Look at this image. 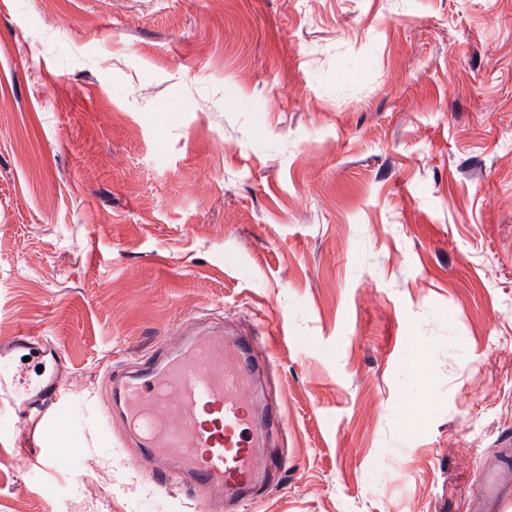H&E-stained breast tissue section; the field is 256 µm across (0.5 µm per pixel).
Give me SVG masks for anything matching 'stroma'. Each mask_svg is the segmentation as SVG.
Instances as JSON below:
<instances>
[{
    "label": "stroma",
    "mask_w": 512,
    "mask_h": 512,
    "mask_svg": "<svg viewBox=\"0 0 512 512\" xmlns=\"http://www.w3.org/2000/svg\"><path fill=\"white\" fill-rule=\"evenodd\" d=\"M190 325L288 421L243 512H465L512 444V0H0V345L75 444L0 402V512H208L109 422ZM35 392L43 403L34 412H28L26 419L32 436L47 447L39 456L40 463L52 466L68 462L70 452L67 445L58 441L64 422L63 414L56 407L58 384L54 379L46 378Z\"/></svg>",
    "instance_id": "1"
}]
</instances>
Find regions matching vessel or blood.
<instances>
[{"mask_svg": "<svg viewBox=\"0 0 512 512\" xmlns=\"http://www.w3.org/2000/svg\"><path fill=\"white\" fill-rule=\"evenodd\" d=\"M253 352L252 339L231 341L217 329L174 350L158 348L137 372L110 378L113 417L151 461L148 474L158 485L176 475L189 495L217 496L221 512H239L266 483L260 450L282 419L259 411ZM57 392V382L45 379L37 389L41 406L26 416L30 432L45 445L40 462L50 466L70 459L58 440L64 416ZM511 469V448L482 459L484 482L468 512H503L512 502V484L501 475Z\"/></svg>", "mask_w": 512, "mask_h": 512, "instance_id": "vessel-or-blood-1", "label": "vessel or blood"}]
</instances>
